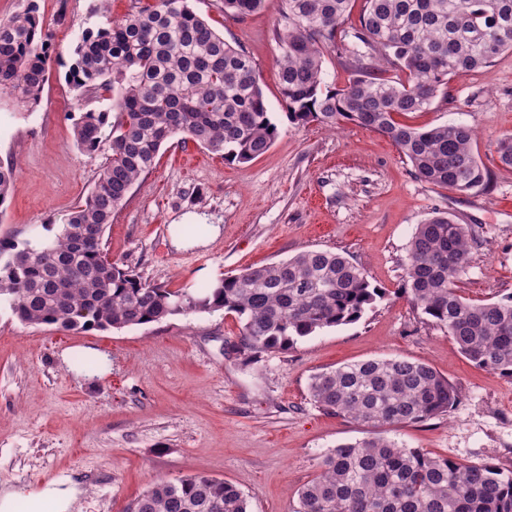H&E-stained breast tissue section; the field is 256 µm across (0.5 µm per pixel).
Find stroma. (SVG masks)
Returning <instances> with one entry per match:
<instances>
[{"instance_id": "stroma-1", "label": "stroma", "mask_w": 512, "mask_h": 512, "mask_svg": "<svg viewBox=\"0 0 512 512\" xmlns=\"http://www.w3.org/2000/svg\"><path fill=\"white\" fill-rule=\"evenodd\" d=\"M52 34L48 80L35 106L0 94V165H14L0 207V237L30 239L60 224L89 195L100 164L75 142L81 113L107 112L109 94L77 100L65 75L84 31L129 13L135 0H36ZM225 40L251 58L278 135L263 155L225 161L181 137L113 213L104 243L113 261L167 288L196 289L244 268L307 250H330L383 289L359 321L322 329L244 364L235 314L176 315L121 330L29 326L0 309V491L25 497L65 479L77 512H127L155 484L207 475L240 489L250 512H296L298 491L342 443L384 436L433 458L512 470V378L476 366L447 330L404 297L417 224L443 212L476 243L460 292L474 302L512 296V167L496 152L512 134V52L451 77L432 106L405 115L418 127L464 124L490 175L459 193L417 178L381 133L354 123L331 131L294 126L279 93L276 7L242 17L222 0H189ZM193 216L220 227L204 246H177ZM105 361L86 369V351ZM432 366L460 391L448 412L374 427L328 414L308 392L315 372L373 358Z\"/></svg>"}]
</instances>
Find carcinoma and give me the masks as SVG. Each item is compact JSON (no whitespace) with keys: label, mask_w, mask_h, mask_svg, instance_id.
Masks as SVG:
<instances>
[{"label":"carcinoma","mask_w":512,"mask_h":512,"mask_svg":"<svg viewBox=\"0 0 512 512\" xmlns=\"http://www.w3.org/2000/svg\"><path fill=\"white\" fill-rule=\"evenodd\" d=\"M350 3L278 0L273 38L288 121L374 129L409 159L417 178L461 193L482 188L487 171L474 154L472 128H423L398 116L425 111L448 78L512 51V0H364L359 24L347 27ZM268 4L223 0L224 12L238 16ZM49 40L35 0L0 20L1 92L38 100ZM330 50L352 71L339 90L323 88ZM74 55L67 79L76 97L112 95V111L83 112L75 124L78 148L101 158L94 186L64 223L44 225L49 235L0 239V306L26 325L68 330H120L225 310L241 323L233 351L249 358L362 317L378 290L350 259L328 250L246 268L202 293L151 284L112 261L103 244L112 214L170 138L181 134L244 163L271 147L277 126L250 58L188 0H154L87 30ZM14 177V167L0 166V207ZM471 240V229L445 215L417 225L401 291L475 365L512 378V296L475 303L459 292ZM309 394L321 410L375 427L427 420L459 398L448 378L402 357L318 372ZM298 498L296 512H512V471L431 458L374 437L326 455ZM129 512L249 510L236 486L195 474L156 484Z\"/></svg>","instance_id":"carcinoma-1"}]
</instances>
